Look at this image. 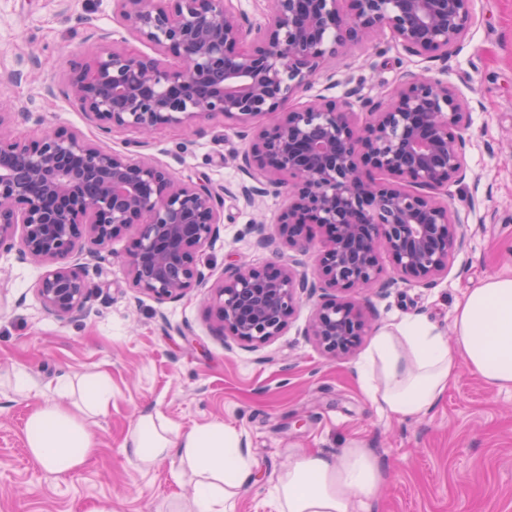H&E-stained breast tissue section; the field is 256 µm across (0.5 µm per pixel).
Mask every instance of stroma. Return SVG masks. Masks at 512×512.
<instances>
[{
  "instance_id": "stroma-1",
  "label": "stroma",
  "mask_w": 512,
  "mask_h": 512,
  "mask_svg": "<svg viewBox=\"0 0 512 512\" xmlns=\"http://www.w3.org/2000/svg\"><path fill=\"white\" fill-rule=\"evenodd\" d=\"M471 8L473 22L448 62L407 55L384 30L327 59L296 98L340 99L355 88L387 104L411 71L447 84L470 106L466 162L479 188L454 184L447 197L467 218L464 244L435 287L401 282L383 294L352 292L379 328L422 318L452 336L455 302L487 276L512 274V0H472ZM105 33L115 48L146 49L123 28L113 0H0V109L11 114L0 132L32 140L65 127L108 149L151 157L178 180L208 181L224 194L219 234L199 256L211 279L233 260L287 263V243L264 248L255 230L261 224L277 234L287 193L252 205L236 196L248 128L216 118L160 129L144 146L132 129L101 133L67 97L72 63L95 59ZM10 73L20 81L4 82ZM135 236L128 230L89 262L90 298L71 320L57 319L39 300L42 265L0 253V512H165L188 502L193 488L178 458L144 470L123 454L137 416L147 412L184 431L213 421L238 431L253 467L227 512H276V479L294 450L335 453L355 437L385 466L373 512H512V391L489 388L464 367L426 416L382 415L359 388L358 355L329 359L307 336L310 304L267 345L225 344L209 289L161 303L130 287L124 257ZM20 371L33 385L24 394L12 384ZM97 373L112 381L108 412L89 420L100 446L82 468L53 475L29 455L26 417L60 376Z\"/></svg>"
}]
</instances>
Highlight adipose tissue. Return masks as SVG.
<instances>
[{
    "mask_svg": "<svg viewBox=\"0 0 512 512\" xmlns=\"http://www.w3.org/2000/svg\"><path fill=\"white\" fill-rule=\"evenodd\" d=\"M452 327L450 340L417 319L382 328L358 364L365 396L382 412L417 419L437 405L464 367L491 388L512 389V275L486 277L469 290L454 305ZM53 392L29 412L25 440L40 466L63 475L81 468L97 448L87 420L107 411L112 383L103 374L77 382L64 375ZM73 393L79 402L57 403V396ZM123 451L144 468L178 457L196 478L194 512H224L252 471L239 433L221 422L184 432L143 413ZM383 474L381 459L358 438L334 454L296 450L275 486L278 512H372Z\"/></svg>",
    "mask_w": 512,
    "mask_h": 512,
    "instance_id": "obj_1",
    "label": "adipose tissue"
}]
</instances>
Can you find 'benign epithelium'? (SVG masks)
I'll list each match as a JSON object with an SVG mask.
<instances>
[{"label": "benign epithelium", "instance_id": "obj_1", "mask_svg": "<svg viewBox=\"0 0 512 512\" xmlns=\"http://www.w3.org/2000/svg\"><path fill=\"white\" fill-rule=\"evenodd\" d=\"M118 2L123 27L173 62L114 48L77 63L70 90L79 109L104 133L145 136L216 116L268 119L242 155L250 180L242 197L251 204L288 185L279 235L299 254L308 225L326 233L320 287L297 259L225 266L211 286L221 333L264 346L321 289L308 334L329 357H346L373 329L346 294L395 283L383 277L382 251L400 278L424 288L448 273L464 220L440 195L466 177L470 127L454 91L410 72L385 108L356 89L340 100L290 101L327 58L380 29L411 56L448 59L472 24L471 0H267L268 22L257 29L232 0ZM223 209L208 182H180L149 157L103 149L78 132L59 128L31 141L0 133V252L44 266L36 293L61 320L80 315L91 290L72 257H98L131 227L124 263L133 288L162 303L205 286L199 255L218 235Z\"/></svg>", "mask_w": 512, "mask_h": 512}]
</instances>
